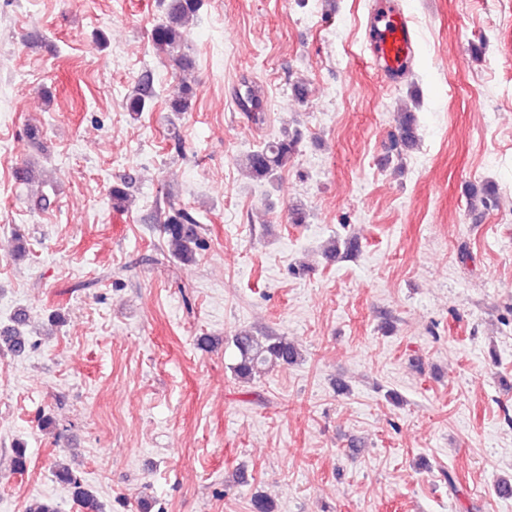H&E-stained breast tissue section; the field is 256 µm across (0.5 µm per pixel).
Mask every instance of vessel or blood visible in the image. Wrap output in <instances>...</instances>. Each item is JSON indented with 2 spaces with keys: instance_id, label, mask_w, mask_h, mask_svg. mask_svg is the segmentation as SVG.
Segmentation results:
<instances>
[{
  "instance_id": "1",
  "label": "vessel or blood",
  "mask_w": 512,
  "mask_h": 512,
  "mask_svg": "<svg viewBox=\"0 0 512 512\" xmlns=\"http://www.w3.org/2000/svg\"><path fill=\"white\" fill-rule=\"evenodd\" d=\"M367 38L374 64L385 81L406 74L416 52V38L398 0H376Z\"/></svg>"
}]
</instances>
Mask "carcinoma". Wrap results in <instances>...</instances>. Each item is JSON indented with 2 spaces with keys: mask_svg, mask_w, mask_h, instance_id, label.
Wrapping results in <instances>:
<instances>
[{
  "mask_svg": "<svg viewBox=\"0 0 512 512\" xmlns=\"http://www.w3.org/2000/svg\"><path fill=\"white\" fill-rule=\"evenodd\" d=\"M202 6V0H165L164 20L153 33L156 50L168 56L178 67L187 71L192 62L182 52L184 47V27ZM153 91L148 83L142 84L131 98L129 111L137 114L144 111ZM193 89L181 83L171 96L169 108L172 112H186L191 106ZM418 139V124L411 112H406L399 122L398 140L401 145L410 148ZM300 143L299 135L284 134L248 152L245 165L249 176L260 182L273 184L288 169ZM161 232L169 253L182 264H193L201 252L206 250L207 242L199 230L198 219L187 209H171L161 225ZM26 318L14 317V323L0 328V352H7L15 357L26 355L35 343L23 330ZM235 348V362L231 366L234 378L244 383L252 382L270 367H287L297 363L301 357L299 345L286 336L274 334H254L240 331L231 337ZM28 449L22 442L12 448L11 464L13 471L22 474L28 469ZM58 483L67 487L83 512H105L103 504L96 494L88 488L83 479L69 465L57 462L53 470Z\"/></svg>",
  "mask_w": 512,
  "mask_h": 512,
  "instance_id": "obj_1",
  "label": "carcinoma"
}]
</instances>
